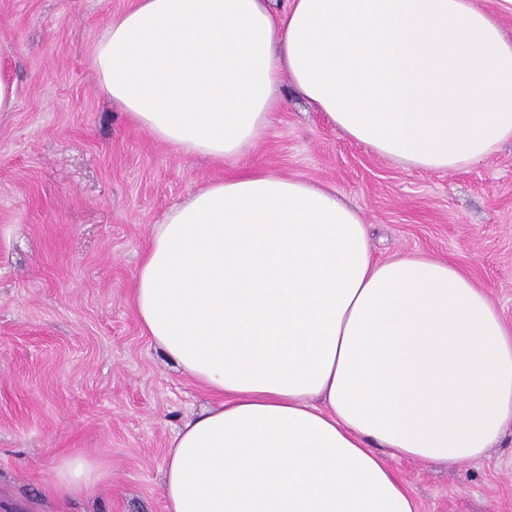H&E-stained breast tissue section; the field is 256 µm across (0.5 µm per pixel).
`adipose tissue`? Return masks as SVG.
Masks as SVG:
<instances>
[{
  "label": "adipose tissue",
  "mask_w": 512,
  "mask_h": 512,
  "mask_svg": "<svg viewBox=\"0 0 512 512\" xmlns=\"http://www.w3.org/2000/svg\"><path fill=\"white\" fill-rule=\"evenodd\" d=\"M101 92L175 150L234 160L282 80L396 163L457 171L512 141V39L475 0H135ZM143 332L216 400L178 429L165 512H417L380 449L451 467L512 423V328L452 262L374 258L336 191L260 169L174 206L148 238ZM72 496L104 472L55 466Z\"/></svg>",
  "instance_id": "1"
}]
</instances>
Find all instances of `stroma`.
<instances>
[{"label":"stroma","mask_w":512,"mask_h":512,"mask_svg":"<svg viewBox=\"0 0 512 512\" xmlns=\"http://www.w3.org/2000/svg\"><path fill=\"white\" fill-rule=\"evenodd\" d=\"M132 0H0V512H164L162 464L211 398L146 336L131 305L155 224L236 170L336 190L375 258L427 254L484 288L512 326V143L453 172L398 166L283 85L265 138L228 163L186 155L100 91L94 46ZM100 460L106 482L62 497L54 463ZM388 464L418 512H512V425L486 457Z\"/></svg>","instance_id":"stroma-1"}]
</instances>
